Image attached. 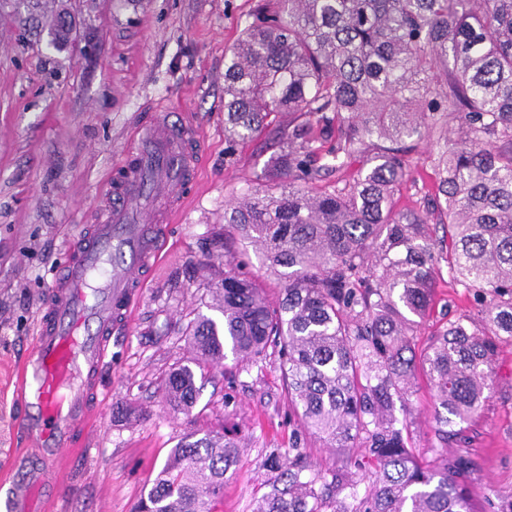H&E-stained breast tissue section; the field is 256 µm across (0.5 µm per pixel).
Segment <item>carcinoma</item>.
<instances>
[{"label":"carcinoma","mask_w":512,"mask_h":512,"mask_svg":"<svg viewBox=\"0 0 512 512\" xmlns=\"http://www.w3.org/2000/svg\"><path fill=\"white\" fill-rule=\"evenodd\" d=\"M315 122L336 130L324 154ZM262 134L278 152L224 204V234L258 250L278 300L224 251L211 306L222 319L189 320L194 365L166 375V402L195 406L196 366L246 367L276 348L302 427L328 448L363 449L369 483L347 469L328 482L290 448L254 512H477L470 460L447 448L483 410L499 343L512 342V0H270L224 62L226 141ZM432 137L437 194L400 209L405 141ZM369 151L348 178L315 186ZM436 212L446 239L433 237ZM441 260L477 301L420 347ZM420 376L437 398L433 465L409 443ZM241 450L234 431L188 436L133 512H216Z\"/></svg>","instance_id":"obj_1"}]
</instances>
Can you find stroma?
Segmentation results:
<instances>
[{
    "label": "stroma",
    "instance_id": "1",
    "mask_svg": "<svg viewBox=\"0 0 512 512\" xmlns=\"http://www.w3.org/2000/svg\"><path fill=\"white\" fill-rule=\"evenodd\" d=\"M259 0H0V474L33 457L22 433L8 430L21 410L13 370L31 353L43 305L69 241L89 224L97 197L129 148L135 127L155 106L170 120L189 118L203 136L189 202L172 222L157 265L129 320L110 340L101 372L104 417L72 449L59 471L67 488L48 512H132L175 448L189 434L236 427L243 452L217 512H253L272 473L267 459L301 444L325 477L353 455L305 433L288 401L281 360L268 350L246 368L225 361L197 371L201 391L186 413L165 402L161 381L192 353L188 314L212 302L210 278L197 269L225 250L247 255L248 271L266 279L254 247L224 237V204L260 173L270 139L239 144L227 156L225 51L251 21ZM72 31L53 46L59 14ZM412 179L401 204L421 207L434 193V154L413 143ZM433 394L418 380L409 431L415 457L434 463ZM477 512L512 499V343L496 360V387L467 426L458 448Z\"/></svg>",
    "mask_w": 512,
    "mask_h": 512
}]
</instances>
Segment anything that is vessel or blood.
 <instances>
[{
	"instance_id": "obj_1",
	"label": "vessel or blood",
	"mask_w": 512,
	"mask_h": 512,
	"mask_svg": "<svg viewBox=\"0 0 512 512\" xmlns=\"http://www.w3.org/2000/svg\"><path fill=\"white\" fill-rule=\"evenodd\" d=\"M137 135L92 224L72 240L20 368L25 410L13 426L39 449L40 462L20 463L9 482L0 481V512H42L37 493L77 430L98 413L99 367L112 331L140 299L141 274L158 261L167 226L196 178L201 140L192 123L158 113Z\"/></svg>"
}]
</instances>
